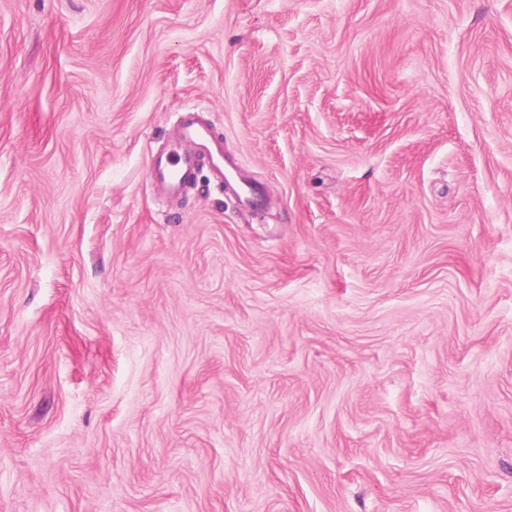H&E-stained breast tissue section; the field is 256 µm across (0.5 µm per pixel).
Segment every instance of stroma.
<instances>
[{"label": "stroma", "mask_w": 512, "mask_h": 512, "mask_svg": "<svg viewBox=\"0 0 512 512\" xmlns=\"http://www.w3.org/2000/svg\"><path fill=\"white\" fill-rule=\"evenodd\" d=\"M0 512H512V0H0ZM194 112L183 113L178 136L168 150L153 154L150 177L155 186L179 195L194 178L197 158L206 155L216 185L223 190L231 187L243 208H259L266 196L264 190L241 176L237 165L224 155V145L211 125L198 120Z\"/></svg>", "instance_id": "obj_1"}]
</instances>
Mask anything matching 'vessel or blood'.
I'll return each instance as SVG.
<instances>
[{
    "label": "vessel or blood",
    "mask_w": 512,
    "mask_h": 512,
    "mask_svg": "<svg viewBox=\"0 0 512 512\" xmlns=\"http://www.w3.org/2000/svg\"><path fill=\"white\" fill-rule=\"evenodd\" d=\"M207 156L213 180L220 188H232L243 208H259L265 199L262 188L241 176L237 165L224 154V145L210 124L198 120L194 112L183 113L178 136L168 150L153 155L150 177L158 188L178 195L192 182L199 156Z\"/></svg>",
    "instance_id": "vessel-or-blood-1"
}]
</instances>
